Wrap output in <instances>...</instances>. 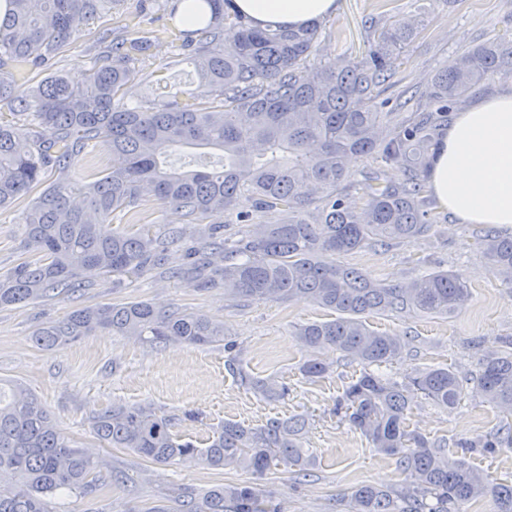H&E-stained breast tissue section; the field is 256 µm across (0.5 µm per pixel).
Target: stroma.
<instances>
[{
  "mask_svg": "<svg viewBox=\"0 0 512 512\" xmlns=\"http://www.w3.org/2000/svg\"><path fill=\"white\" fill-rule=\"evenodd\" d=\"M172 8L173 0H119L74 35L48 71L74 83L84 81L102 50L96 42L99 33H111L117 41L140 30L149 34L151 47L138 62L141 76L125 94V104L147 107L158 100L161 89L175 93L195 88L198 74L180 47ZM401 15L420 17L422 29L406 46L404 62L386 86L392 112L426 109L421 93L436 71L446 69L465 47L512 31V0H338L336 14L322 21L325 35L310 63L366 51L375 29ZM45 72H31L30 84H37ZM22 211L19 205L0 210V274L30 255ZM430 212L434 228L428 237L366 249L345 261L369 278L388 283L434 270L463 275L471 296L457 312L375 314L367 322L406 341L401 358L390 367L392 373L403 377L447 367L463 384V399L452 410L416 399L407 418L409 430L442 444L450 458L464 460L496 481L512 482V448L486 453L462 445L463 440L496 432L507 420L482 397L474 380L480 358L512 339V286L489 267L477 245L480 225L458 223L435 204ZM137 300L161 310L179 306L222 321L233 351H224L223 346L153 348L129 336L100 332L45 351L31 339L37 328L74 309ZM326 317L324 310L306 300L234 301L220 288L199 291L153 275L129 278L117 286L107 276L75 293L0 308V378L33 392L74 447L105 465L96 494L58 496L55 512H144L157 503L178 512L180 490L199 492L249 480V473L242 470L210 469L191 459L159 465L127 449L107 447L93 435L89 418L115 404L146 406L175 419L176 434L201 448L227 421L257 427L275 417H304L305 471L281 465L260 480L281 512H350L344 496L353 488L398 486L403 475L395 458L374 448L334 411L337 397L358 376L359 365L327 350L321 354L330 366L325 377L309 381L299 372L307 353L293 332ZM257 379L285 383L287 396L265 398L252 386ZM188 411L197 413V420H184Z\"/></svg>",
  "mask_w": 512,
  "mask_h": 512,
  "instance_id": "1",
  "label": "stroma"
}]
</instances>
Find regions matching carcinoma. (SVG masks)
<instances>
[{
  "instance_id": "obj_1",
  "label": "carcinoma",
  "mask_w": 512,
  "mask_h": 512,
  "mask_svg": "<svg viewBox=\"0 0 512 512\" xmlns=\"http://www.w3.org/2000/svg\"><path fill=\"white\" fill-rule=\"evenodd\" d=\"M117 0H8L0 19V210L28 198L25 246L38 254L0 277V307L44 299L57 291L92 286L110 274L119 285L163 269L170 248L190 238L182 273L185 287L224 288L232 299L290 301L306 298L333 318L296 328L309 352L300 366L309 380L330 367L318 357L333 348L362 370L337 400L344 418L374 447L396 459L405 475L398 488L364 485L347 494L351 512H466L490 496L497 512H512V484L495 483L436 443L407 430L414 399L453 409L461 399L458 375L446 367L401 380L383 371L398 360L400 337L370 328L369 314L446 315L465 306L462 276L426 272L390 284L366 278L340 258L365 249L408 244L433 227L423 179L438 131L468 93L495 75L512 76V34H495L465 49L455 66L434 73L425 88L433 112H385L384 84L415 34L416 18L400 16L375 31L368 53L309 67L321 24L292 29L254 28L226 8L211 6L190 51L198 86L158 101L150 109L121 103L138 75L137 57L149 37L110 42L82 84L59 74L23 89L27 70L47 63L71 35ZM91 143L104 145L112 164L91 177L71 167ZM185 147L223 152L208 171H181L166 158ZM370 157L405 168L402 183L365 177L352 194L351 166ZM83 206L71 205L74 194ZM150 197L182 212L183 228L162 234L141 222L139 202ZM251 202L239 208L240 199ZM277 209L280 224L258 215ZM233 213L246 231L226 235ZM133 232L102 231L116 217ZM495 272L512 285V235L487 226L478 238ZM136 336L156 347L224 342V324L178 307L158 311L146 301L87 306L38 328L33 342L64 347L96 330ZM487 402L512 415V352L484 355L476 375ZM276 400L287 388L253 383ZM96 437L158 464L196 458L262 476L284 464L305 470V420L271 419L260 427L225 422L205 448L181 440L171 419L144 406L115 405L92 417ZM468 448H511L512 426L466 443ZM98 462L73 447L37 396L0 382V512H53V500L73 491L94 492ZM258 484L224 485L184 495L179 512H279Z\"/></svg>"
}]
</instances>
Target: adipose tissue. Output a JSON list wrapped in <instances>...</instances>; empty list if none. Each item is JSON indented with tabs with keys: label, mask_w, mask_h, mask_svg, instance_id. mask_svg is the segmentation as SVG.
Returning <instances> with one entry per match:
<instances>
[{
	"label": "adipose tissue",
	"mask_w": 512,
	"mask_h": 512,
	"mask_svg": "<svg viewBox=\"0 0 512 512\" xmlns=\"http://www.w3.org/2000/svg\"><path fill=\"white\" fill-rule=\"evenodd\" d=\"M231 9L257 28L296 29L334 15L337 0H232ZM426 182L459 223L512 229V90L483 95L457 112Z\"/></svg>",
	"instance_id": "adipose-tissue-1"
}]
</instances>
